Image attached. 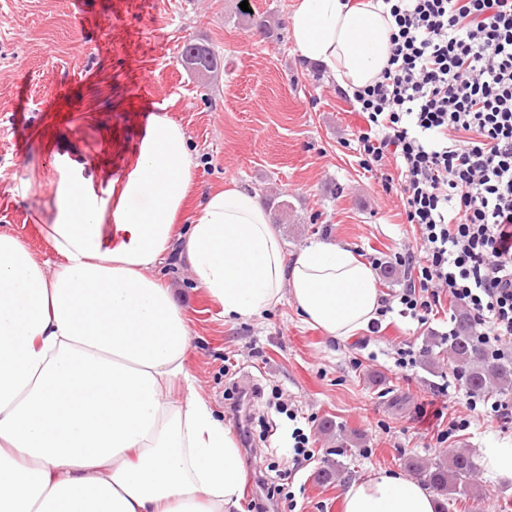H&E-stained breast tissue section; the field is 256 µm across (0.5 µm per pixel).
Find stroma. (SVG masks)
Listing matches in <instances>:
<instances>
[{"label":"stroma","mask_w":512,"mask_h":512,"mask_svg":"<svg viewBox=\"0 0 512 512\" xmlns=\"http://www.w3.org/2000/svg\"><path fill=\"white\" fill-rule=\"evenodd\" d=\"M241 1L127 0L119 15L117 0H0V228L53 259L35 216L49 211L58 183L79 176L105 189L133 169L151 116L166 114L185 129L198 162L177 230L204 193L235 183L262 200L287 201V220L275 230L288 253L330 240L360 260L387 261L414 246L418 231L399 196L360 163L355 135L365 121L353 100L294 49L295 0H245L254 16L274 22L264 39L253 35ZM190 41L209 43L221 59L211 86L182 65ZM159 277L191 327L186 369L228 429L236 427L230 410L239 383L255 385L241 460L245 472L262 469L265 485L245 483L237 512H250L260 495L270 512H343L353 480L457 448L479 467L450 512H512V474L483 463L486 449L512 445V423L471 414L452 392L459 374L445 346L431 342L445 318L423 326L398 318L343 342L287 302L257 318H225L179 254ZM399 341L417 355L406 376L383 353ZM451 416L470 419V428L438 441L441 418ZM297 427L315 460L296 473L288 449ZM346 439L354 454L337 480L322 482L324 460Z\"/></svg>","instance_id":"1"}]
</instances>
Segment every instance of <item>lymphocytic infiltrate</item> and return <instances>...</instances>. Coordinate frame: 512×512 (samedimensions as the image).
Returning a JSON list of instances; mask_svg holds the SVG:
<instances>
[{"instance_id": "1", "label": "lymphocytic infiltrate", "mask_w": 512, "mask_h": 512, "mask_svg": "<svg viewBox=\"0 0 512 512\" xmlns=\"http://www.w3.org/2000/svg\"><path fill=\"white\" fill-rule=\"evenodd\" d=\"M384 2L390 55L355 96L357 142L364 166L397 184L419 238L395 254L410 279L370 329L394 315L427 324L446 299L511 362L512 0Z\"/></svg>"}]
</instances>
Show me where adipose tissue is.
Wrapping results in <instances>:
<instances>
[{"label":"adipose tissue","mask_w":512,"mask_h":512,"mask_svg":"<svg viewBox=\"0 0 512 512\" xmlns=\"http://www.w3.org/2000/svg\"><path fill=\"white\" fill-rule=\"evenodd\" d=\"M395 23L383 0H297L290 38L348 92L373 82ZM184 128L152 116L138 160L96 191L61 180L37 258L0 229V512H234L244 469L235 440L186 369L191 329L157 272L184 257L229 318L290 300L346 341L376 317L372 268L316 241L287 255L260 197L207 193L184 232L194 185ZM344 512H439L400 473L347 485Z\"/></svg>","instance_id":"adipose-tissue-1"}]
</instances>
